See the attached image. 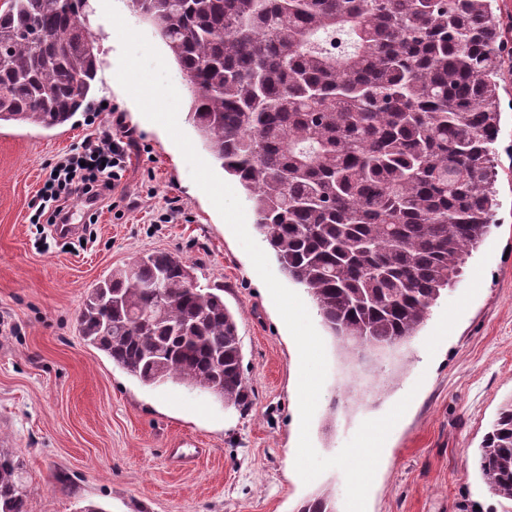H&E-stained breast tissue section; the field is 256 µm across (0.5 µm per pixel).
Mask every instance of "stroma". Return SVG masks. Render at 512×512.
<instances>
[{
	"label": "stroma",
	"instance_id": "obj_1",
	"mask_svg": "<svg viewBox=\"0 0 512 512\" xmlns=\"http://www.w3.org/2000/svg\"><path fill=\"white\" fill-rule=\"evenodd\" d=\"M83 19L101 61L88 110L50 129L0 124V451L24 463L29 512H299L325 491L345 512L341 470L308 484L295 471L299 354L266 286L168 133L118 83L121 45L101 0H87ZM500 109L499 226L407 345L350 364L295 288L328 361L310 428L320 455L413 397L366 512H503L476 465L512 400V86ZM104 129L131 142L118 208L73 201L65 234L33 223L51 163ZM173 200L180 212L159 223ZM147 251L179 253L198 286L223 289L254 395L248 412L185 385H142L80 336L88 288Z\"/></svg>",
	"mask_w": 512,
	"mask_h": 512
}]
</instances>
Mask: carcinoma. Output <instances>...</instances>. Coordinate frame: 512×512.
<instances>
[{"instance_id": "obj_1", "label": "carcinoma", "mask_w": 512, "mask_h": 512, "mask_svg": "<svg viewBox=\"0 0 512 512\" xmlns=\"http://www.w3.org/2000/svg\"><path fill=\"white\" fill-rule=\"evenodd\" d=\"M86 0L0 3V122L66 124L98 73ZM186 76L189 120L244 190L282 271L348 358L415 336L498 227L505 89L496 0H130ZM152 252L88 289L79 333L147 386L250 394L234 314ZM512 503V401L479 448ZM0 512H28L22 461L0 453ZM300 512H335L331 495Z\"/></svg>"}]
</instances>
